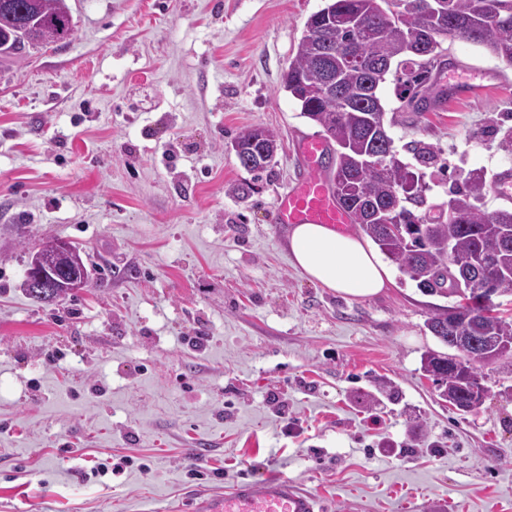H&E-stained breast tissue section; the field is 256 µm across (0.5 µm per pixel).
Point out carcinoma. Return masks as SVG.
<instances>
[{"label":"carcinoma","instance_id":"obj_1","mask_svg":"<svg viewBox=\"0 0 512 512\" xmlns=\"http://www.w3.org/2000/svg\"><path fill=\"white\" fill-rule=\"evenodd\" d=\"M423 2L327 0L305 22L282 82L301 115L336 144L333 184L353 222L422 293L460 298L453 315L445 309L426 323L455 354L429 351L421 369L434 377L440 397L465 413L472 385L480 382L478 369L512 347V319L496 313L477 288V279L490 277L498 293H512V210L483 211L485 178L470 175L451 190L448 217L433 213L425 187L387 136L378 88L392 67H406L405 90L417 111L429 110L435 101L419 92L449 36L512 62V0H441L430 14ZM73 32L67 0H0V61L64 42ZM231 147L238 159L260 156L249 171L261 174L275 163L277 135L252 127ZM370 154L380 169L362 166ZM389 222L403 225V233L388 235Z\"/></svg>","mask_w":512,"mask_h":512}]
</instances>
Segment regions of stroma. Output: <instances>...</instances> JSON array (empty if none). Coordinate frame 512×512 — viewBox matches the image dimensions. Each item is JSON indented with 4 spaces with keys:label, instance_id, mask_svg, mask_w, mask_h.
Segmentation results:
<instances>
[{
    "label": "stroma",
    "instance_id": "1",
    "mask_svg": "<svg viewBox=\"0 0 512 512\" xmlns=\"http://www.w3.org/2000/svg\"><path fill=\"white\" fill-rule=\"evenodd\" d=\"M68 4L70 40L0 63V512H189L271 472L326 512H512V357L455 410L421 370L451 299L395 266L379 295L338 294L274 221L322 132L281 75L326 0ZM442 46L441 69L486 75L478 96L418 112L392 76L379 95L444 211L454 179L512 167V63ZM255 126L280 143L258 179L229 149ZM45 236L92 271L55 305L20 287Z\"/></svg>",
    "mask_w": 512,
    "mask_h": 512
}]
</instances>
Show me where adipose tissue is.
Returning a JSON list of instances; mask_svg holds the SVG:
<instances>
[{
    "mask_svg": "<svg viewBox=\"0 0 512 512\" xmlns=\"http://www.w3.org/2000/svg\"><path fill=\"white\" fill-rule=\"evenodd\" d=\"M288 245L295 265L333 291L369 297L391 280L370 242L360 236L339 234L321 224H298L288 232Z\"/></svg>",
    "mask_w": 512,
    "mask_h": 512,
    "instance_id": "1",
    "label": "adipose tissue"
}]
</instances>
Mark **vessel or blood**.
Wrapping results in <instances>:
<instances>
[{"instance_id": "1", "label": "vessel or blood", "mask_w": 512, "mask_h": 512, "mask_svg": "<svg viewBox=\"0 0 512 512\" xmlns=\"http://www.w3.org/2000/svg\"><path fill=\"white\" fill-rule=\"evenodd\" d=\"M442 84L451 97L465 100L478 88L476 79L449 71ZM306 174L281 193L276 202V223L323 224L345 234L350 230L352 217L336 198L334 188L320 172L327 153V143L320 136H306L297 144ZM196 512H322L319 498L296 482L278 473L264 479L238 482L224 495L205 499Z\"/></svg>"}]
</instances>
